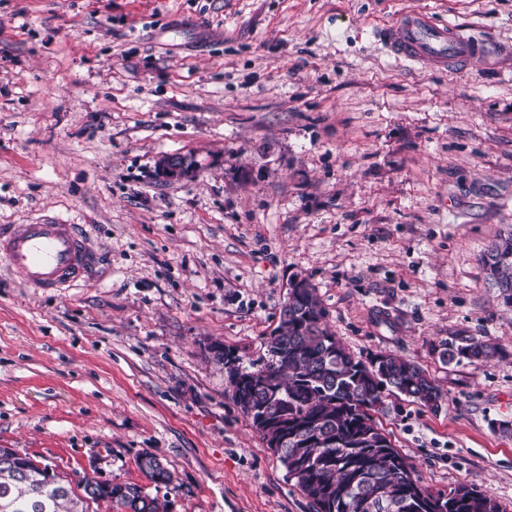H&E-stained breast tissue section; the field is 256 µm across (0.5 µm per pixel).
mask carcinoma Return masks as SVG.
<instances>
[{
    "label": "carcinoma",
    "instance_id": "1",
    "mask_svg": "<svg viewBox=\"0 0 512 512\" xmlns=\"http://www.w3.org/2000/svg\"><path fill=\"white\" fill-rule=\"evenodd\" d=\"M482 262L486 279L512 306V228L491 244ZM324 318L316 289L297 288L288 293V315H280L266 357L247 361L237 349L224 347L239 373L238 383L229 387L232 400L246 417L245 400L275 421L262 434L265 442L288 433L274 455L315 512H506L468 484L446 492L422 484L370 411L386 389L431 407L443 400V391L410 359L390 353L355 356L329 332ZM494 353L491 342L469 338L449 345L442 357L484 360ZM138 467L157 487L172 482L171 471L153 454L139 457ZM42 481L35 458L0 460V512H89L102 502L117 512H167L158 496L135 483L102 485L88 475L74 483L59 475L52 484Z\"/></svg>",
    "mask_w": 512,
    "mask_h": 512
}]
</instances>
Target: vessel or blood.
<instances>
[{
	"instance_id": "vessel-or-blood-1",
	"label": "vessel or blood",
	"mask_w": 512,
	"mask_h": 512,
	"mask_svg": "<svg viewBox=\"0 0 512 512\" xmlns=\"http://www.w3.org/2000/svg\"><path fill=\"white\" fill-rule=\"evenodd\" d=\"M378 40L395 60L424 68L462 70L491 53L483 40L422 10L401 14ZM0 262L23 283L54 292L85 282L99 257L77 225L12 224L0 230Z\"/></svg>"
}]
</instances>
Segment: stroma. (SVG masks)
Masks as SVG:
<instances>
[{
  "instance_id": "1",
  "label": "stroma",
  "mask_w": 512,
  "mask_h": 512,
  "mask_svg": "<svg viewBox=\"0 0 512 512\" xmlns=\"http://www.w3.org/2000/svg\"><path fill=\"white\" fill-rule=\"evenodd\" d=\"M410 9L495 53L395 61L375 32ZM36 223L104 266L45 294L0 263V448L144 487L154 454L170 512H315L209 351L263 358L304 279L351 353L442 387L373 413L421 482L512 512V306L481 266L512 225V0H0V225ZM495 353V346L489 340L469 338L462 341L461 344L448 345L442 352L443 359L452 362L457 358H466L468 360H484ZM138 467L145 477L155 484V488L161 485L167 486L172 482L173 476L168 467L153 454H144L139 457Z\"/></svg>"
}]
</instances>
